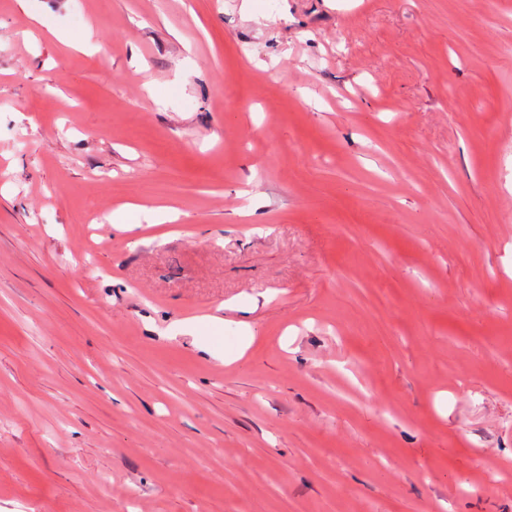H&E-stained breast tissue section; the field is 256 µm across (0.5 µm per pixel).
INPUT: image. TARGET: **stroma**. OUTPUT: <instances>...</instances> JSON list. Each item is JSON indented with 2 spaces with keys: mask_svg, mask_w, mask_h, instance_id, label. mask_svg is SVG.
I'll use <instances>...</instances> for the list:
<instances>
[{
  "mask_svg": "<svg viewBox=\"0 0 512 512\" xmlns=\"http://www.w3.org/2000/svg\"><path fill=\"white\" fill-rule=\"evenodd\" d=\"M0 512H512V0H0Z\"/></svg>",
  "mask_w": 512,
  "mask_h": 512,
  "instance_id": "obj_1",
  "label": "stroma"
}]
</instances>
